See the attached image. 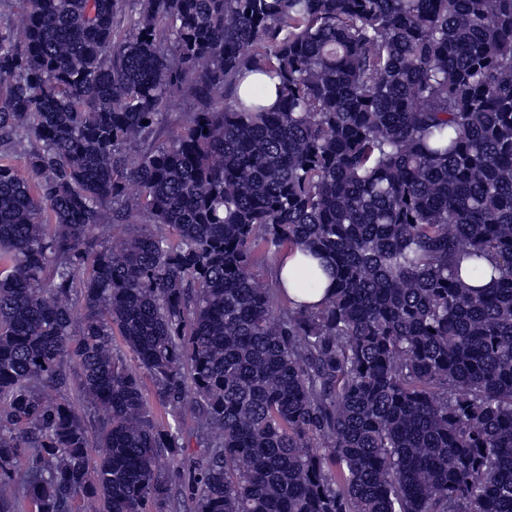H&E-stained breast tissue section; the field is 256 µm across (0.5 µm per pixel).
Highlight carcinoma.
<instances>
[{"mask_svg": "<svg viewBox=\"0 0 512 512\" xmlns=\"http://www.w3.org/2000/svg\"><path fill=\"white\" fill-rule=\"evenodd\" d=\"M297 251L334 281L316 308L254 274ZM158 410L205 440L184 479ZM22 506L512 512V0H19L0 512Z\"/></svg>", "mask_w": 512, "mask_h": 512, "instance_id": "1", "label": "carcinoma"}]
</instances>
